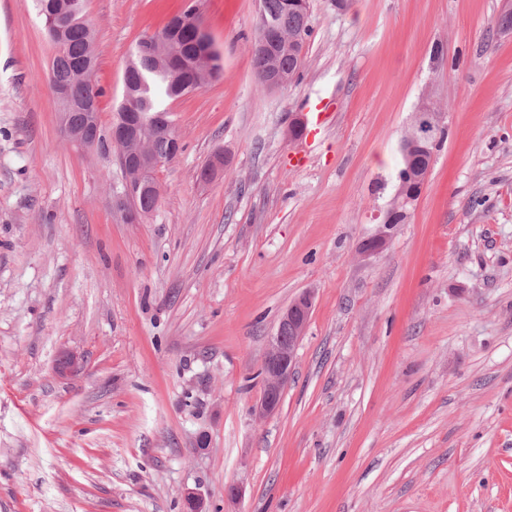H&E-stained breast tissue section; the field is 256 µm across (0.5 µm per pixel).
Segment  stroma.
Segmentation results:
<instances>
[{"mask_svg": "<svg viewBox=\"0 0 512 512\" xmlns=\"http://www.w3.org/2000/svg\"><path fill=\"white\" fill-rule=\"evenodd\" d=\"M183 5L85 0L103 128L136 42ZM309 5L298 73L269 92L258 0H199L223 74L170 103L183 150L130 224L112 145L62 132L32 0H0V512H185L189 491L206 512H512L504 2ZM428 100L447 136L406 222L361 258ZM317 105L332 122L293 168L288 127ZM219 152L223 177L200 181ZM307 288L282 404L258 417L268 338Z\"/></svg>", "mask_w": 512, "mask_h": 512, "instance_id": "stroma-1", "label": "stroma"}]
</instances>
